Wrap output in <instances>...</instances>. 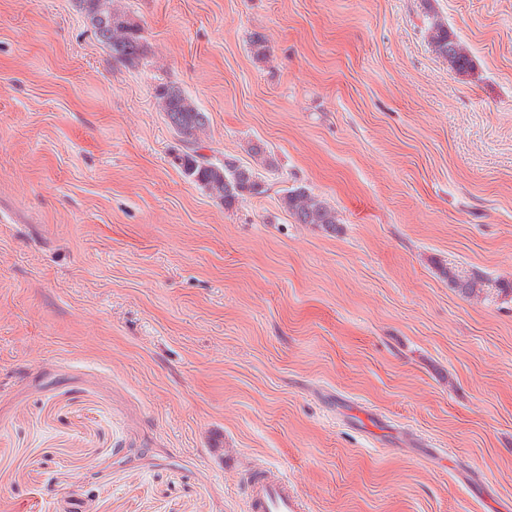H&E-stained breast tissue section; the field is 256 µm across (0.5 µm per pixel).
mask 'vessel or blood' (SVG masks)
<instances>
[{
  "label": "vessel or blood",
  "instance_id": "vessel-or-blood-1",
  "mask_svg": "<svg viewBox=\"0 0 512 512\" xmlns=\"http://www.w3.org/2000/svg\"><path fill=\"white\" fill-rule=\"evenodd\" d=\"M302 509V498L287 476L271 466H252L247 512H302Z\"/></svg>",
  "mask_w": 512,
  "mask_h": 512
}]
</instances>
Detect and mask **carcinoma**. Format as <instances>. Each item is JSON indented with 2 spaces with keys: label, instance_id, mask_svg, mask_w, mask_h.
<instances>
[{
  "label": "carcinoma",
  "instance_id": "obj_1",
  "mask_svg": "<svg viewBox=\"0 0 512 512\" xmlns=\"http://www.w3.org/2000/svg\"><path fill=\"white\" fill-rule=\"evenodd\" d=\"M78 7L95 30L112 59L127 69L136 70L147 60V47L141 24L121 5L120 0H76ZM426 40L433 52L448 61L456 72H470L475 61L466 45L450 30L448 21L436 13L429 15ZM159 111L163 112L181 142L174 157L183 176L229 210L240 202L265 192L256 169L231 159L218 160L204 153L201 135L209 125V116L195 99L175 83L161 82L155 88ZM281 208L299 224H314L327 232H336L340 219L336 210L305 186L288 189L280 197ZM457 292L469 300H479L490 289L478 273L459 276L455 270H443Z\"/></svg>",
  "mask_w": 512,
  "mask_h": 512
}]
</instances>
